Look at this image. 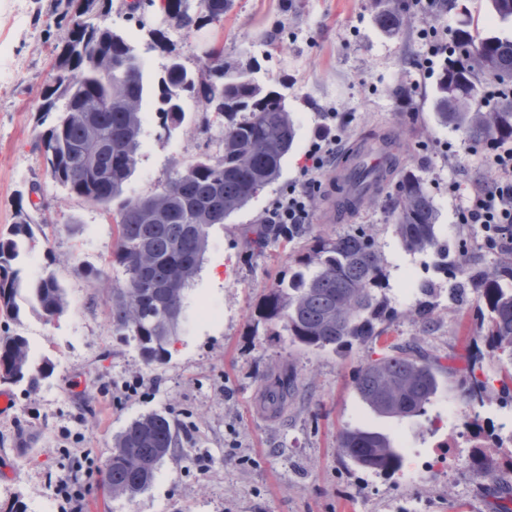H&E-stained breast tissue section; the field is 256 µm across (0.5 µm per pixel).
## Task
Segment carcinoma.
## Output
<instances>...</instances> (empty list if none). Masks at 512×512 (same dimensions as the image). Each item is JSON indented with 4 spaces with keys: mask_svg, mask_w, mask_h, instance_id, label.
I'll list each match as a JSON object with an SVG mask.
<instances>
[{
    "mask_svg": "<svg viewBox=\"0 0 512 512\" xmlns=\"http://www.w3.org/2000/svg\"><path fill=\"white\" fill-rule=\"evenodd\" d=\"M233 0H164L163 22L193 29L219 22ZM380 29L393 36L407 17L401 0H375ZM111 0H67L70 20L53 48L50 80L43 90L38 122L47 125L38 140L46 168L68 194L112 213L118 234L109 266L124 279L111 285L112 330L135 342L143 362H167L178 330L184 291L200 269L208 248L209 228L246 207L281 175L293 148L296 124L286 97L253 77L252 67L224 61L214 50L205 63L207 77L196 83L167 66L155 89L161 128L182 126L180 103L196 96L224 129L223 154L211 164L198 154L152 192L148 202L124 196V184L138 162L142 112L148 95L142 66L132 42L107 23ZM455 54L438 74L434 107L439 121L462 131L477 144L512 139V40L493 33L457 30ZM489 90V105L474 106ZM395 231L410 252L432 251L448 257L438 234V210L422 176L400 174L392 207ZM48 239L23 206L16 221L0 233V315L19 317L16 297L23 287L16 261L21 251ZM274 238L288 239L286 224H257L247 247L263 252ZM461 276L462 290H472L488 311L482 339L492 356L512 363V257L492 268L447 262ZM389 273L374 236L361 229L347 235L318 237L296 267L264 294L258 313L267 325H282L291 342L306 349L340 350L380 344L383 353L361 362L353 387L362 403L380 418L419 417L436 395L439 357L421 353L414 342L389 340L387 323L401 315L386 290ZM42 315L61 316L67 293L53 273L31 284ZM421 331L433 320L430 302L407 311ZM52 373L45 360L34 363L26 337L0 336V382H27L32 389ZM486 382L468 372L466 399L482 396ZM288 397V382L270 389L276 409ZM340 455L375 475L393 476L403 468V453L383 430L344 427L337 434ZM177 451L170 420L150 413L132 421L117 436L105 470L112 494L133 498L153 483L158 466Z\"/></svg>",
    "mask_w": 512,
    "mask_h": 512,
    "instance_id": "obj_1",
    "label": "carcinoma"
}]
</instances>
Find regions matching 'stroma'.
<instances>
[{
  "mask_svg": "<svg viewBox=\"0 0 512 512\" xmlns=\"http://www.w3.org/2000/svg\"><path fill=\"white\" fill-rule=\"evenodd\" d=\"M65 4L0 0V233L14 223L19 199L45 201L44 209L29 215L37 224L49 221V241L37 244L29 258L39 271L55 273L69 302L63 315L49 321L24 291L16 298L18 320L0 317V336L27 337L34 357L53 366L35 389L23 383L8 388L12 404L0 413V465L12 474L0 475V512L17 500L26 512H38L39 503L56 501V483L65 476L75 479L85 512H496V485L512 484V456L498 439L501 423L512 421V381L497 359L477 352L483 314L475 295L456 293L434 253L404 249L390 204L400 169H418L450 257L492 266L512 256L487 247L478 225L459 223L448 182L490 176L482 163L486 148L438 121L436 76L412 65L425 55L419 35L428 24L452 32L466 24L512 40V22H501L488 0H456L438 18L430 0H406L412 25L391 38L375 22L373 0H234L223 21L188 35L170 31L165 52L151 35L161 23L158 7L137 20L129 17L126 0H112L108 22L131 37L148 79H157L174 54L188 69L202 68L204 49L217 40L226 60L258 62V80L287 96L297 124L276 183L210 228L171 356L148 367L134 342L113 335L107 315V283L122 277L107 267L117 239L111 215L61 190L36 148L51 49L63 34L56 20ZM402 83L412 91L405 99L393 94ZM185 109L183 125L168 134L154 102L145 104L138 164L126 196L154 191L197 153H219L223 128L196 99L186 98ZM325 112L335 113L343 130L337 157L371 135H384L394 143L396 167L370 200L354 208L343 203L332 176H324L307 234L274 242L260 254L248 252L250 226L298 179ZM362 226L372 230L388 263L390 297L425 282L437 288L427 333L407 318L389 326L393 339L421 336L422 347L443 367L425 414L400 422L375 416L353 388L362 359L378 356L379 346L306 350L291 343L282 326L267 327L257 316L263 294L314 237ZM90 266L107 269V280L86 278ZM470 359L488 384L475 406L463 397L460 372ZM282 380L290 394L274 414L264 398ZM446 401L458 405L461 417L478 418L484 430L473 457L455 458L451 473L424 471L409 484L399 474L371 475L336 452L337 432L346 425L386 430L417 458L447 448L452 431L438 420ZM152 412L170 419L181 451L163 461L142 494L113 496L104 469L113 442L130 422Z\"/></svg>",
  "mask_w": 512,
  "mask_h": 512,
  "instance_id": "obj_1",
  "label": "stroma"
}]
</instances>
